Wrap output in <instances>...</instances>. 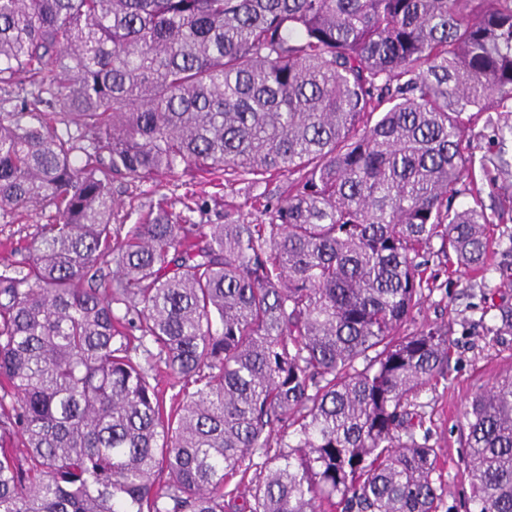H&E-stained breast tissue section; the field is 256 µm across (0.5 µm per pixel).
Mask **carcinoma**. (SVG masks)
I'll list each match as a JSON object with an SVG mask.
<instances>
[{
  "instance_id": "cac0c4a2",
  "label": "carcinoma",
  "mask_w": 512,
  "mask_h": 512,
  "mask_svg": "<svg viewBox=\"0 0 512 512\" xmlns=\"http://www.w3.org/2000/svg\"><path fill=\"white\" fill-rule=\"evenodd\" d=\"M511 115L512 0H0V217L52 208L0 270V512H438L454 340L406 326L434 241L489 266L506 209L453 200ZM193 170L288 187L112 223ZM465 418V510L512 512V374ZM212 177L209 174L200 172L185 174L180 172L179 175L164 179L161 183L148 182L137 187H129L119 197L118 204L114 209V219L112 222L119 224L124 221L125 224H134L140 205L151 198L156 201L159 198L166 197L168 203L172 205L176 212L182 211L184 209L183 200L187 202L184 199L186 193L201 192L202 190L209 193L219 191L223 195V204L242 207V212L247 221L264 218L254 211L250 201H248V204H245L247 197L244 190H242L244 185L236 184L219 190L209 184ZM224 205L215 207L211 202L208 209L189 213V215H191L196 224H222L224 223Z\"/></svg>"
}]
</instances>
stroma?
Returning <instances> with one entry per match:
<instances>
[{
    "label": "stroma",
    "mask_w": 512,
    "mask_h": 512,
    "mask_svg": "<svg viewBox=\"0 0 512 512\" xmlns=\"http://www.w3.org/2000/svg\"><path fill=\"white\" fill-rule=\"evenodd\" d=\"M209 181V174L189 172L128 188L114 209V221L134 223L141 204L162 197L175 211H182L185 195L209 190ZM48 216V210L39 209L11 222L0 219V264L23 265L29 257V240ZM490 236L493 264L482 273L452 274L444 258L426 255L432 291L412 321L416 328L450 325L454 339L447 378L420 398L430 441L441 450L447 493L439 512H465L464 501L470 493L462 458L468 401L479 388L512 370V328L502 325L498 311L500 304H512V219L491 225Z\"/></svg>",
    "instance_id": "1"
}]
</instances>
